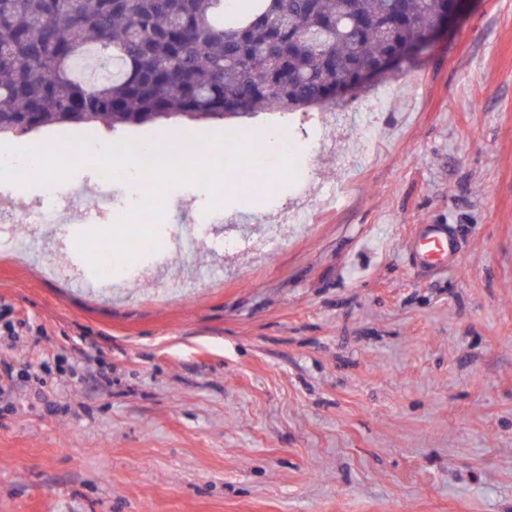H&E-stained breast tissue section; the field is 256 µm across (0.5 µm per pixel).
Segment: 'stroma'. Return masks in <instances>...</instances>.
Masks as SVG:
<instances>
[{
	"label": "stroma",
	"mask_w": 512,
	"mask_h": 512,
	"mask_svg": "<svg viewBox=\"0 0 512 512\" xmlns=\"http://www.w3.org/2000/svg\"><path fill=\"white\" fill-rule=\"evenodd\" d=\"M322 140L301 178L233 190L224 236L255 253H142L111 295L83 227L27 224L15 193L0 249V512H512V0H470L419 58L329 108L260 112L265 129ZM174 118L103 140L220 132ZM56 124L0 134L52 146L69 183L94 189ZM195 187L167 190L159 237L198 223ZM462 247L415 267L423 223ZM65 254L64 275L50 263ZM197 273L191 293L158 279Z\"/></svg>",
	"instance_id": "obj_1"
}]
</instances>
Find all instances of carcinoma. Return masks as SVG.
Wrapping results in <instances>:
<instances>
[{
  "instance_id": "obj_1",
  "label": "carcinoma",
  "mask_w": 512,
  "mask_h": 512,
  "mask_svg": "<svg viewBox=\"0 0 512 512\" xmlns=\"http://www.w3.org/2000/svg\"><path fill=\"white\" fill-rule=\"evenodd\" d=\"M0 0V133L330 106L449 0Z\"/></svg>"
}]
</instances>
